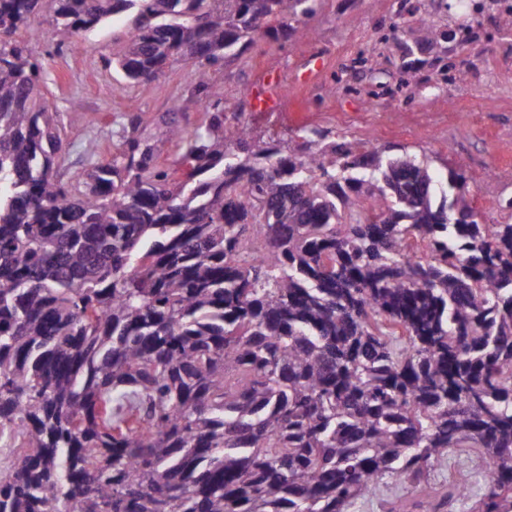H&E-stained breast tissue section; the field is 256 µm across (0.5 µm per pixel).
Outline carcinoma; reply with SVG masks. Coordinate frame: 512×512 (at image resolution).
I'll return each mask as SVG.
<instances>
[{
  "mask_svg": "<svg viewBox=\"0 0 512 512\" xmlns=\"http://www.w3.org/2000/svg\"><path fill=\"white\" fill-rule=\"evenodd\" d=\"M318 0H0V512H345L389 477L480 458L475 512H512V223L467 177L313 128L283 147L224 123L209 70ZM132 16L106 59L148 86L197 70L170 128L127 117L75 180L23 33L63 46Z\"/></svg>",
  "mask_w": 512,
  "mask_h": 512,
  "instance_id": "obj_1",
  "label": "carcinoma"
}]
</instances>
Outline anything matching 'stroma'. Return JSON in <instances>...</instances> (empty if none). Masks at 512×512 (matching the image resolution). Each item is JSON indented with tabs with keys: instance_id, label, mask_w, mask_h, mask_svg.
I'll return each mask as SVG.
<instances>
[{
	"instance_id": "stroma-1",
	"label": "stroma",
	"mask_w": 512,
	"mask_h": 512,
	"mask_svg": "<svg viewBox=\"0 0 512 512\" xmlns=\"http://www.w3.org/2000/svg\"><path fill=\"white\" fill-rule=\"evenodd\" d=\"M460 44L427 43L421 19L440 31L457 30L463 16L454 0H410L417 12L399 23L397 0H321L318 12L288 37L257 39L238 57L210 71V91L224 101L228 124L246 126L252 137L281 144L298 141L304 129H331L337 141L362 150L393 148L433 171L462 169L465 191L480 222L500 224L512 214L500 199L512 197V32L502 19L512 0H481ZM29 47L46 64L48 103L64 125L65 177L110 156L129 114L142 117L141 133L157 147L160 165L175 179L186 170L167 135L172 120L188 130L205 127L204 114L177 116L180 101L195 93V68L177 63L146 87L120 80L104 59L119 49L130 25L121 17L51 55L53 34L45 17ZM278 72L279 98L257 109L256 91ZM484 474L474 456H448L430 470L432 484L449 477L469 483L467 496L450 512H472Z\"/></svg>"
}]
</instances>
